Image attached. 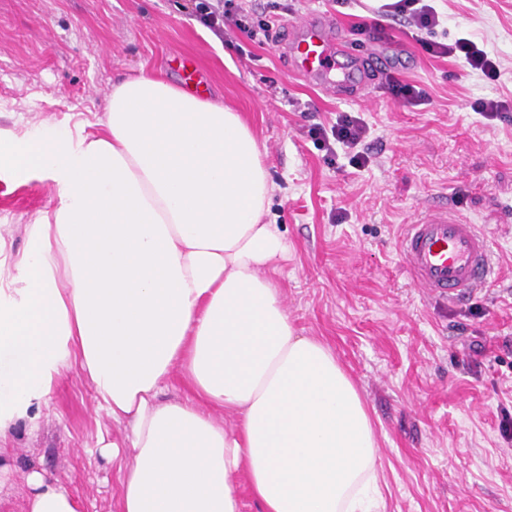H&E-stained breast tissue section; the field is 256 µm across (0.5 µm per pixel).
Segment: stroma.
I'll use <instances>...</instances> for the list:
<instances>
[{"instance_id": "35a3bbf8", "label": "stroma", "mask_w": 512, "mask_h": 512, "mask_svg": "<svg viewBox=\"0 0 512 512\" xmlns=\"http://www.w3.org/2000/svg\"><path fill=\"white\" fill-rule=\"evenodd\" d=\"M432 4L435 41L471 39L496 77L458 54L432 57L364 0L297 4L330 13L353 57L388 56L390 74L426 91L413 106L382 81L364 98H336L294 77L276 44L226 46L196 21L194 0H0V132L98 131L114 85L142 72L180 84L185 56L195 57L207 100L239 112L266 154L265 220L288 242L275 282L300 334L327 344L362 395L386 512H512V442L498 429L512 411V119L475 110L489 98L512 106V0ZM377 18L379 37L359 31ZM340 112L368 128L363 163L307 135ZM55 201L42 173L0 171V234L23 251L27 224ZM428 201L492 239L495 275L467 303L426 297L398 252L403 225ZM125 435L80 369H64L38 428L19 424L0 447V512H27L33 469L82 512H118V466L99 441Z\"/></svg>"}]
</instances>
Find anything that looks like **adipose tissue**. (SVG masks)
<instances>
[{
    "instance_id": "1",
    "label": "adipose tissue",
    "mask_w": 512,
    "mask_h": 512,
    "mask_svg": "<svg viewBox=\"0 0 512 512\" xmlns=\"http://www.w3.org/2000/svg\"><path fill=\"white\" fill-rule=\"evenodd\" d=\"M104 130L0 135V166L42 169L57 202L12 254L0 235V442L37 426L77 364L127 446L119 512H383L373 422L322 342L298 335L273 279L272 185L239 113L163 78L116 85ZM182 368L197 401L161 400ZM236 417L233 427L209 407ZM28 512H81L41 472Z\"/></svg>"
}]
</instances>
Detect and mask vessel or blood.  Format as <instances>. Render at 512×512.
I'll use <instances>...</instances> for the list:
<instances>
[{"mask_svg": "<svg viewBox=\"0 0 512 512\" xmlns=\"http://www.w3.org/2000/svg\"><path fill=\"white\" fill-rule=\"evenodd\" d=\"M284 27V52L300 79L314 81L342 99L359 97L372 87L371 72L340 58L343 45L331 15L307 11ZM399 253L418 288L453 301L471 298L495 274L490 236L444 204L420 209L405 227Z\"/></svg>", "mask_w": 512, "mask_h": 512, "instance_id": "b4317fda", "label": "vessel or blood"}]
</instances>
